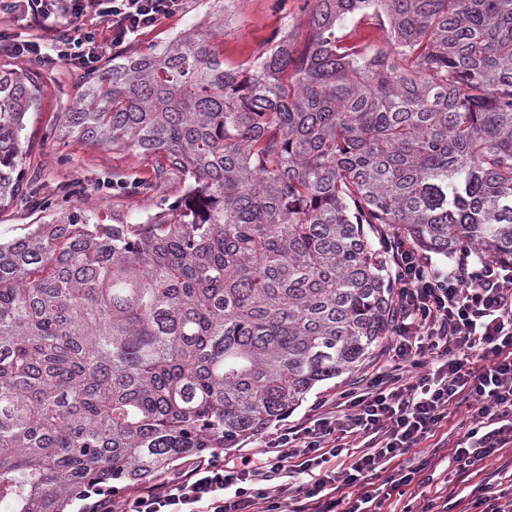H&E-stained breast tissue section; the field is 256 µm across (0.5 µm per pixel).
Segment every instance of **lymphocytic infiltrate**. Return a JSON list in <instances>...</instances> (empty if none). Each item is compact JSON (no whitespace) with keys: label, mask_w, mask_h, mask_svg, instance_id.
<instances>
[{"label":"lymphocytic infiltrate","mask_w":512,"mask_h":512,"mask_svg":"<svg viewBox=\"0 0 512 512\" xmlns=\"http://www.w3.org/2000/svg\"><path fill=\"white\" fill-rule=\"evenodd\" d=\"M184 7L185 0H25L23 18L65 19L76 32L42 42L0 33V45L91 71L107 46ZM86 18L100 27H82ZM383 243L398 286L394 375L376 373L345 394L339 413L284 428L252 454L188 459L173 475L126 492L87 484L78 512H386L416 473L396 460L433 438L461 405L467 430L450 448L459 473L512 446V268L464 261L445 270L406 239L387 234ZM341 455L345 467L330 469Z\"/></svg>","instance_id":"lymphocytic-infiltrate-1"}]
</instances>
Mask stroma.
Returning a JSON list of instances; mask_svg holds the SVG:
<instances>
[{
    "instance_id": "obj_1",
    "label": "stroma",
    "mask_w": 512,
    "mask_h": 512,
    "mask_svg": "<svg viewBox=\"0 0 512 512\" xmlns=\"http://www.w3.org/2000/svg\"><path fill=\"white\" fill-rule=\"evenodd\" d=\"M307 13L306 0H189L184 12L162 19L133 42L109 49L101 62L136 57L179 34L220 24L224 31L217 47L225 67H244L272 38L288 34L304 42ZM0 72L28 73L37 84V101L25 116L21 138L26 181L19 201L0 205V243L79 210L88 211L97 224H134L183 194L182 174L174 171L164 181L156 180L155 156L66 133L62 116L84 88L83 71L66 61L48 64L0 51ZM389 345L382 340L354 370L315 386L288 423L307 420L323 401L340 398L373 373L389 371Z\"/></svg>"
}]
</instances>
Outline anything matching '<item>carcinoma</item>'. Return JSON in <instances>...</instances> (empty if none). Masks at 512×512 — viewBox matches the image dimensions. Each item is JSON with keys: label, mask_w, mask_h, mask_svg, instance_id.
<instances>
[{"label": "carcinoma", "mask_w": 512, "mask_h": 512, "mask_svg": "<svg viewBox=\"0 0 512 512\" xmlns=\"http://www.w3.org/2000/svg\"><path fill=\"white\" fill-rule=\"evenodd\" d=\"M371 21L388 50L339 32ZM242 69L211 32L88 74L68 132L184 196L0 243V502L64 512L282 420L392 331L379 233L512 265V0H314ZM30 76L0 73V203Z\"/></svg>", "instance_id": "carcinoma-1"}]
</instances>
